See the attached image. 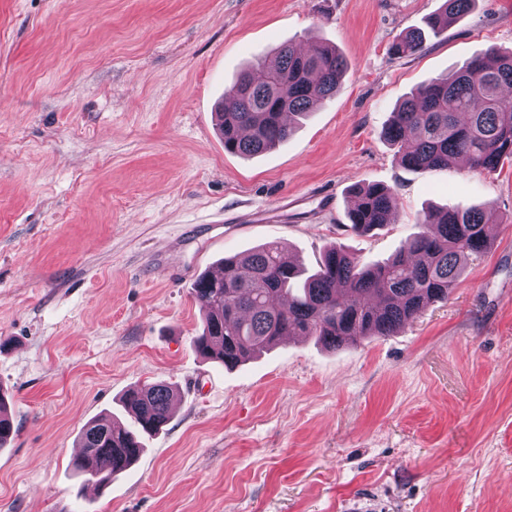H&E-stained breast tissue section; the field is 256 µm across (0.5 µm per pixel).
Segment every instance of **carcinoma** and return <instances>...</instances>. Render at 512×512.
Wrapping results in <instances>:
<instances>
[{"label": "carcinoma", "instance_id": "cac0c4a2", "mask_svg": "<svg viewBox=\"0 0 512 512\" xmlns=\"http://www.w3.org/2000/svg\"><path fill=\"white\" fill-rule=\"evenodd\" d=\"M475 0H444L426 25L438 34L468 14ZM420 30L392 45L398 56L422 48ZM346 63L336 47L314 41L276 50L275 64L250 67L224 93L218 129L224 151L254 156L276 149L293 131L283 115L297 119L332 97ZM512 52L489 50L451 76L436 78L391 112L381 136L401 163L416 171L446 169L465 157L469 167L493 171L512 160ZM352 228L369 232L391 223L397 209L392 190L364 184L353 190ZM508 215L481 208L430 210L422 231L390 260L371 266L341 246H332L318 267H300L279 245L268 243L224 259L220 278L203 274L192 294L204 312L196 351L233 368L273 347L283 336L314 335L330 348L366 336H388L427 305L448 299L462 282L468 261L490 246L485 228L511 224ZM173 392L164 382L137 386L124 403L137 409V429L107 419L83 429L84 458L73 470L103 484L128 470L142 449L140 434L159 431L172 413Z\"/></svg>", "mask_w": 512, "mask_h": 512}]
</instances>
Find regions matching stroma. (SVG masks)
Returning a JSON list of instances; mask_svg holds the SVG:
<instances>
[{
  "instance_id": "35a3bbf8",
  "label": "stroma",
  "mask_w": 512,
  "mask_h": 512,
  "mask_svg": "<svg viewBox=\"0 0 512 512\" xmlns=\"http://www.w3.org/2000/svg\"><path fill=\"white\" fill-rule=\"evenodd\" d=\"M444 0H0V512H512V223L489 227L448 300L391 336H311L235 367L192 344L196 277L281 244L396 254L428 207L512 216V161L402 166L380 135L420 85L512 50V0H477L411 55ZM347 71L277 149L225 152L226 88L284 43ZM361 183L391 224L356 233ZM154 381L175 411L97 491L69 463L97 417ZM354 205L349 212L352 228L369 232L391 224L397 209L392 190L379 184H364L353 190Z\"/></svg>"
}]
</instances>
